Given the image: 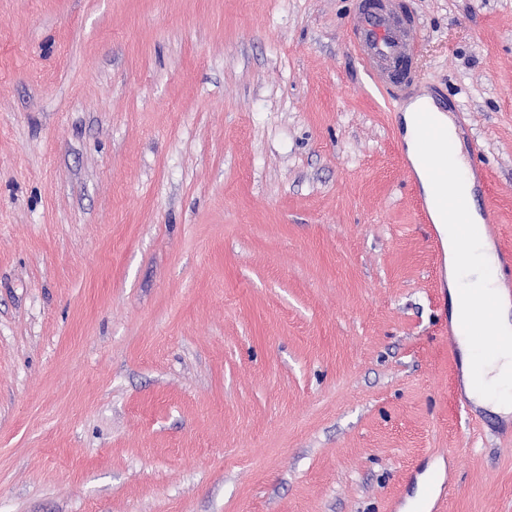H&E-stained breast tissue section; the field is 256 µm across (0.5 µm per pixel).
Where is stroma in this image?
I'll return each mask as SVG.
<instances>
[{
  "instance_id": "stroma-1",
  "label": "stroma",
  "mask_w": 512,
  "mask_h": 512,
  "mask_svg": "<svg viewBox=\"0 0 512 512\" xmlns=\"http://www.w3.org/2000/svg\"><path fill=\"white\" fill-rule=\"evenodd\" d=\"M512 245V0H408ZM355 0H0V512H512Z\"/></svg>"
}]
</instances>
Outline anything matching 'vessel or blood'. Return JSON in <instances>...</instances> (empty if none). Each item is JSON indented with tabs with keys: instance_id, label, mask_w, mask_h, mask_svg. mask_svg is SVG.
I'll list each match as a JSON object with an SVG mask.
<instances>
[{
	"instance_id": "vessel-or-blood-1",
	"label": "vessel or blood",
	"mask_w": 512,
	"mask_h": 512,
	"mask_svg": "<svg viewBox=\"0 0 512 512\" xmlns=\"http://www.w3.org/2000/svg\"><path fill=\"white\" fill-rule=\"evenodd\" d=\"M420 31L421 25L405 0H357L348 38L370 88L388 99L415 96ZM417 124L426 170L445 196L446 221L459 231L458 262L468 265L474 227L465 200L454 192V176L446 157V130L428 103L421 104ZM464 302L469 314L449 331V346H456L458 337L465 336L486 354L512 348V335H497L484 325L496 311L494 299L482 292H469Z\"/></svg>"
}]
</instances>
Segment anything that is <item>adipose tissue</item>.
<instances>
[{
  "label": "adipose tissue",
  "instance_id": "adipose-tissue-1",
  "mask_svg": "<svg viewBox=\"0 0 512 512\" xmlns=\"http://www.w3.org/2000/svg\"><path fill=\"white\" fill-rule=\"evenodd\" d=\"M414 107H407L403 114L404 142L419 185L431 212L446 250H453L458 237L456 229L446 224L439 204L440 188L426 175L418 142L414 134ZM473 261L468 270H460L456 262L447 265L448 298L452 322H459L467 313L462 292L467 288H482L497 297L498 308L495 323L502 335L512 334V295L496 276L498 257L493 242L487 236L474 239ZM464 389L469 398L482 407L506 415L512 413V350L484 359L476 357L467 341H460Z\"/></svg>",
  "mask_w": 512,
  "mask_h": 512
}]
</instances>
